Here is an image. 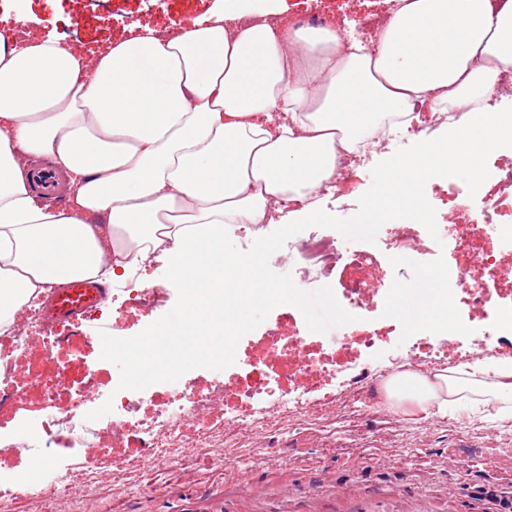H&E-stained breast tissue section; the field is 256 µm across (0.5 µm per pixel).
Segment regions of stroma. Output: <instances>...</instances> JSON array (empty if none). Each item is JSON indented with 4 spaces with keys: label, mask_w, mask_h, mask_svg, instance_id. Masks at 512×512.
Here are the masks:
<instances>
[{
    "label": "stroma",
    "mask_w": 512,
    "mask_h": 512,
    "mask_svg": "<svg viewBox=\"0 0 512 512\" xmlns=\"http://www.w3.org/2000/svg\"><path fill=\"white\" fill-rule=\"evenodd\" d=\"M283 7L294 24L314 16L348 23L358 12L381 20L388 11L385 0H285ZM223 9L224 0H0V30L20 46L52 38L78 52L102 53L148 28L181 33ZM408 144L399 136L385 152L349 156L352 177L336 180L321 196V208L340 217L353 215L372 183L375 164ZM425 193L438 223L452 217L462 223L473 212L471 202L446 181L429 180ZM401 228L398 222L383 225L372 244L342 242L344 257L330 281L334 294L359 277L355 258L360 254L374 264L375 280L391 279L416 290L427 288L425 275L434 269L462 274L469 282L487 279V269L475 261L479 255L512 269V250L496 237L461 241L451 235L440 244L419 223L412 229L424 237V251L392 259L386 243ZM142 287L160 289L162 302L152 308L126 304L129 290ZM497 287L502 297L494 315L483 316L461 299L449 306L443 332L455 344L447 355L450 366H463L466 350L487 332L500 340L497 359L512 360V278ZM106 293L77 322L53 329L50 351L19 350L11 334H0V356L12 358L27 379L21 390L0 379V481L18 483L64 463L75 466L72 492L21 497L10 503L9 512H502L504 502L512 501V419L490 415L481 420L459 405L428 416L412 402L386 398L387 377L377 365L391 350L423 348L430 338L408 316L388 317L379 295L361 311L360 321L342 326L347 345L309 331L296 307L281 305L241 338L236 363L222 370L196 368L184 376L198 389L225 382L228 408L254 383L256 365L277 374L282 390L319 389L318 379L295 370L300 340L315 356L361 366L353 401L324 414L277 415L261 430L225 429L219 412L190 419L174 443L173 460L112 481L107 472L113 463L146 455L142 435L130 431L113 439L104 417L92 448H72L64 419L88 413L75 394L87 377H94L103 400L118 384L117 366L100 357V332L146 337L182 308L184 291L172 284L160 259L131 268L123 279L107 284ZM367 334L380 339L371 352L354 346ZM50 388L55 391L51 397L46 394ZM203 434L210 442L202 447L197 440ZM24 438L39 443L42 455L17 449Z\"/></svg>",
    "instance_id": "obj_1"
}]
</instances>
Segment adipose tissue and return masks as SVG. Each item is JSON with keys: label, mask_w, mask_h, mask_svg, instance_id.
<instances>
[{"label": "adipose tissue", "mask_w": 512, "mask_h": 512, "mask_svg": "<svg viewBox=\"0 0 512 512\" xmlns=\"http://www.w3.org/2000/svg\"><path fill=\"white\" fill-rule=\"evenodd\" d=\"M278 3L224 0L208 24L147 30L90 65L56 40L18 49L0 32V331L45 288L108 281L160 252L184 305L115 351L132 359L175 331L229 335L242 315L224 285L253 261L225 248V225L272 223L274 204L329 182L386 116L417 102L453 118L380 173L389 193L417 196L443 158L466 177L512 134L511 110L480 105L512 66V0H396L373 50L282 25ZM29 155L68 171V207L37 204ZM464 374L405 372L385 392L444 411Z\"/></svg>", "instance_id": "adipose-tissue-1"}]
</instances>
